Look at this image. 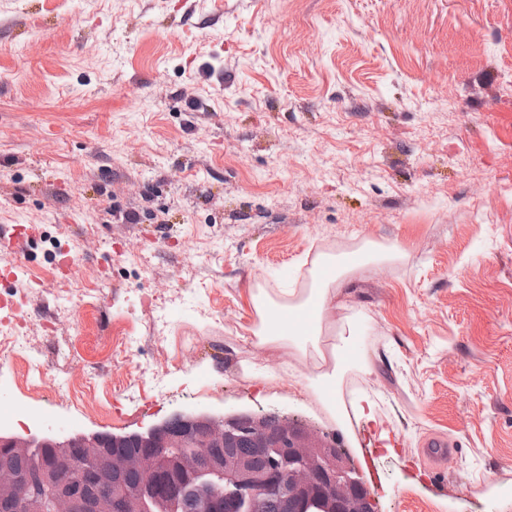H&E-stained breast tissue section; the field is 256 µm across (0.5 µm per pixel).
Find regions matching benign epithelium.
I'll return each mask as SVG.
<instances>
[{
    "label": "benign epithelium",
    "instance_id": "1",
    "mask_svg": "<svg viewBox=\"0 0 512 512\" xmlns=\"http://www.w3.org/2000/svg\"><path fill=\"white\" fill-rule=\"evenodd\" d=\"M266 415L239 411L232 415L177 411L137 431L64 432L33 427L19 434L0 425V508L5 512H155L153 492L167 491L173 502L187 497L198 512H262L263 496L275 495L285 512H305L313 502L323 512H368L369 493L357 471L338 448L308 429L287 424L274 437L265 429ZM253 440L269 457L266 469L245 458L214 455L213 449L240 436ZM127 442L145 447L124 451ZM168 448L185 452L168 454ZM33 470L14 467L37 451ZM107 459L78 480L59 478V465L77 456ZM127 473L150 476L154 487L135 493L116 489ZM37 481L53 488L50 499L31 490Z\"/></svg>",
    "mask_w": 512,
    "mask_h": 512
}]
</instances>
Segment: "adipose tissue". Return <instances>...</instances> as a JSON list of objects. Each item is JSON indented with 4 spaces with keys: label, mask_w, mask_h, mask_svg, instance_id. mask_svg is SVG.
Wrapping results in <instances>:
<instances>
[{
    "label": "adipose tissue",
    "mask_w": 512,
    "mask_h": 512,
    "mask_svg": "<svg viewBox=\"0 0 512 512\" xmlns=\"http://www.w3.org/2000/svg\"><path fill=\"white\" fill-rule=\"evenodd\" d=\"M406 253V247L398 242L379 245L368 241L353 259L344 254L320 255L313 263L311 286L305 292L280 288L272 295H253L252 304L259 317L258 325L252 330L254 346L286 344L301 357H325L326 367L321 371L319 380L324 384L339 385L341 368L352 363L348 347L355 326L351 323L343 326L337 332V345L330 351H323L321 338L325 322L339 293L336 279L356 270L373 272L380 266L399 260ZM329 268L334 271L330 279L323 275Z\"/></svg>",
    "instance_id": "adipose-tissue-1"
}]
</instances>
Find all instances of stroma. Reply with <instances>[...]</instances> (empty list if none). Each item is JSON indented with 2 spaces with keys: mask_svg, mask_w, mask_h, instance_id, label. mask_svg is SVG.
Returning <instances> with one entry per match:
<instances>
[{
  "mask_svg": "<svg viewBox=\"0 0 512 512\" xmlns=\"http://www.w3.org/2000/svg\"><path fill=\"white\" fill-rule=\"evenodd\" d=\"M512 0H0V406L123 434L275 414L341 448L257 288L398 241L342 286L378 406L373 512H512ZM98 289L87 306L64 296ZM250 375H243V366ZM446 457L433 462L430 446Z\"/></svg>",
  "mask_w": 512,
  "mask_h": 512,
  "instance_id": "1",
  "label": "stroma"
}]
</instances>
